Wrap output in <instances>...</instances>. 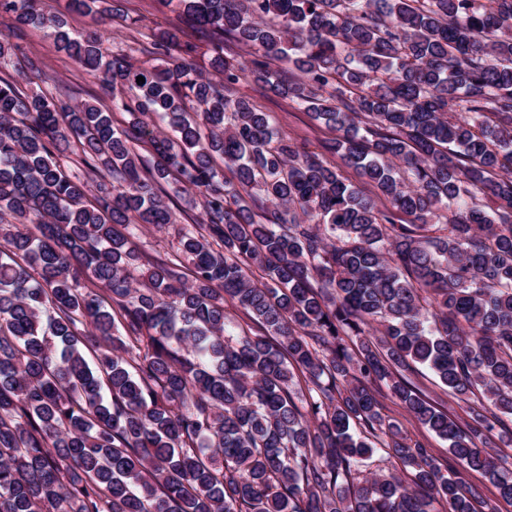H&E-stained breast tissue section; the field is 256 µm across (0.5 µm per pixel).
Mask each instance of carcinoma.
<instances>
[{
	"label": "carcinoma",
	"instance_id": "1",
	"mask_svg": "<svg viewBox=\"0 0 512 512\" xmlns=\"http://www.w3.org/2000/svg\"><path fill=\"white\" fill-rule=\"evenodd\" d=\"M106 2L68 8L110 17ZM157 4L208 65L175 29L137 64L41 0H0L129 115L24 90L13 74L38 59L0 33V512H499L512 0ZM247 76L323 124L325 151L371 190L234 95ZM182 219L173 255L135 243ZM383 387L448 442L447 468L382 413ZM378 453L411 483H354ZM422 373L413 375V379L421 386L422 389L435 401L442 404L445 408L448 409L449 412L458 416V418L462 419L466 418V414L464 412L465 404L457 403L456 400L448 397L446 391L436 384L433 376L429 374L425 370H421Z\"/></svg>",
	"mask_w": 512,
	"mask_h": 512
}]
</instances>
